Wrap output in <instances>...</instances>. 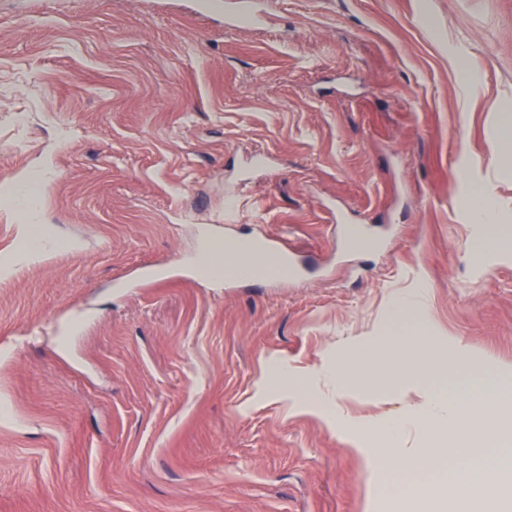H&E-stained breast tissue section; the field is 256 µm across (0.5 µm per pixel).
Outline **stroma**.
I'll return each instance as SVG.
<instances>
[{
    "label": "stroma",
    "instance_id": "1",
    "mask_svg": "<svg viewBox=\"0 0 512 512\" xmlns=\"http://www.w3.org/2000/svg\"><path fill=\"white\" fill-rule=\"evenodd\" d=\"M224 2L0 0V512H392L263 360L320 389L440 337L512 384V251L469 255L466 204L512 232V0ZM34 170L55 251L19 263ZM257 238L295 275L200 271ZM470 210L474 224L484 228L486 231L493 228L495 221V211L487 202L484 196L476 194L470 201ZM415 313V315L413 313ZM424 316V311L412 300L398 296L391 305L390 319L399 326L409 325L416 317Z\"/></svg>",
    "mask_w": 512,
    "mask_h": 512
}]
</instances>
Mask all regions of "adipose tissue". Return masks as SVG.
<instances>
[{"label": "adipose tissue", "mask_w": 512, "mask_h": 512, "mask_svg": "<svg viewBox=\"0 0 512 512\" xmlns=\"http://www.w3.org/2000/svg\"><path fill=\"white\" fill-rule=\"evenodd\" d=\"M470 210L474 224L484 228L482 237L470 244L471 255L512 243V236L494 231L495 211L481 195L473 196ZM441 348L416 352L403 359L398 368L406 386L417 395L414 404L399 414L368 423V430L382 434L381 442H370L364 455L374 464L384 466V487H396L394 512H408L413 495L432 504L448 499L449 489L461 487L464 506L473 501L512 488V460L489 454L490 444L511 434L501 423V415L512 407V386L499 383L486 362L457 355L458 369L471 380L461 387L435 385ZM389 357H365L360 352L344 353L331 362L324 375L329 384L325 393L307 392L303 382L274 363L265 371L284 386L300 392L306 406L337 411L350 391L363 395L374 393L375 379L386 372ZM414 430L420 435L441 436L458 433L454 445L433 453L421 448H406L403 434Z\"/></svg>", "instance_id": "1"}]
</instances>
